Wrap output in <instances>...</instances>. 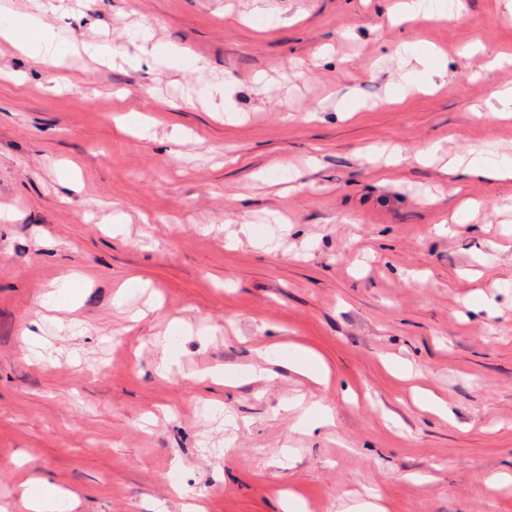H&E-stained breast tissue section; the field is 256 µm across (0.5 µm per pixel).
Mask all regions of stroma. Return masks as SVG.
<instances>
[{
  "label": "stroma",
  "mask_w": 512,
  "mask_h": 512,
  "mask_svg": "<svg viewBox=\"0 0 512 512\" xmlns=\"http://www.w3.org/2000/svg\"><path fill=\"white\" fill-rule=\"evenodd\" d=\"M389 4L87 0L48 16L132 58L148 57L131 35L151 26L200 71L84 55L56 67L0 42L16 74L0 79V208L14 215L0 222V512H24L20 487L38 478L75 512H348L373 498L512 512V485L485 483L512 475V180L462 177L483 204L474 230L429 232L456 203L442 157L483 144L512 157V117L475 114L512 86V9L461 0L455 21L396 27ZM402 39L445 54L448 75L390 105L413 66ZM325 43L334 53L316 58ZM227 79L231 105L203 98ZM348 93L363 102L350 119ZM132 110L154 118L150 137L115 124ZM385 143L408 155L386 171L366 157ZM435 143L440 160H414ZM61 161L77 189L62 190ZM269 235L277 254L256 243ZM274 343L269 376L251 378ZM301 349L330 389L290 369ZM214 366L222 380L200 378ZM297 398L333 425L296 428Z\"/></svg>",
  "instance_id": "stroma-1"
}]
</instances>
